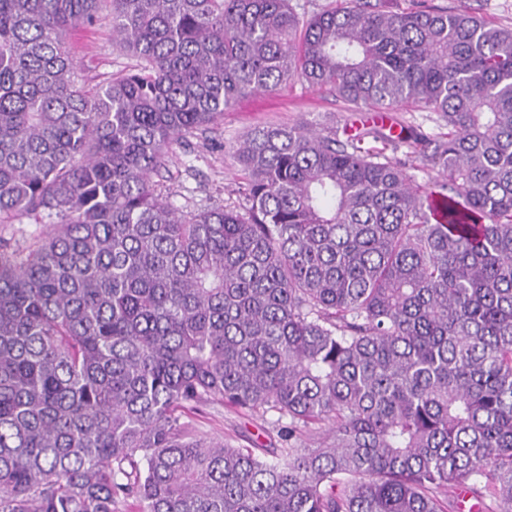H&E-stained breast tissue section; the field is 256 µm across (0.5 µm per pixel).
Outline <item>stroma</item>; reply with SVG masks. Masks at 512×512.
I'll list each match as a JSON object with an SVG mask.
<instances>
[{
	"label": "stroma",
	"instance_id": "35a3bbf8",
	"mask_svg": "<svg viewBox=\"0 0 512 512\" xmlns=\"http://www.w3.org/2000/svg\"><path fill=\"white\" fill-rule=\"evenodd\" d=\"M400 10L421 7L468 9L499 26H512V0H384ZM71 54L80 81L96 84L134 69L136 59L112 45L108 22L82 30L70 40ZM372 110L354 107L330 87L314 88L301 78L281 83L270 93L245 96L225 111L224 118L206 132L186 136L174 144L166 167L154 178L155 189L176 207L223 205L241 208L246 204L239 193L245 175L234 156L236 145L254 129L268 125H293L306 121L317 129L349 127L357 133L377 130ZM391 127L415 129L430 136L445 132L435 113L402 105L387 113ZM392 162L423 192L440 191L446 178L440 166L424 155L405 150L392 152ZM188 420L194 432L217 442H231L247 448H279L283 423L277 413H249L220 403L200 405Z\"/></svg>",
	"mask_w": 512,
	"mask_h": 512
}]
</instances>
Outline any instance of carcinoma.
Wrapping results in <instances>:
<instances>
[{
    "label": "carcinoma",
    "instance_id": "cac0c4a2",
    "mask_svg": "<svg viewBox=\"0 0 512 512\" xmlns=\"http://www.w3.org/2000/svg\"><path fill=\"white\" fill-rule=\"evenodd\" d=\"M105 1L139 68L86 88L68 39ZM295 75L448 132L265 126L235 150L243 210L156 192L176 141ZM214 402L288 418L286 446L195 435ZM477 483L512 512V27L0 0V512H461ZM406 149L387 151L391 161L425 193L441 191L446 182L440 166L429 161L423 154H409Z\"/></svg>",
    "mask_w": 512,
    "mask_h": 512
}]
</instances>
